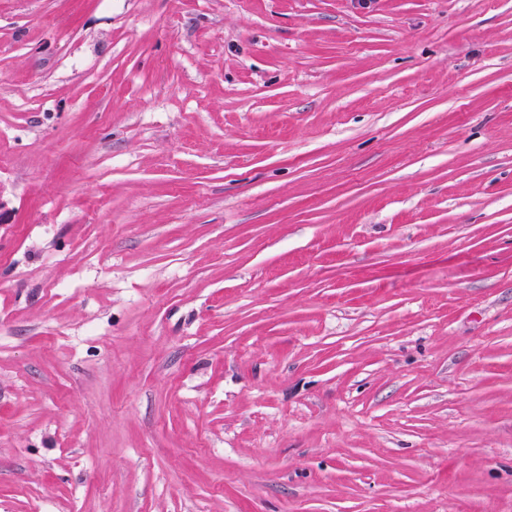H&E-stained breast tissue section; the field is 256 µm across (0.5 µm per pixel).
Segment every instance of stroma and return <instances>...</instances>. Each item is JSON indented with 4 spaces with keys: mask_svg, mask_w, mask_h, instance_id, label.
Masks as SVG:
<instances>
[{
    "mask_svg": "<svg viewBox=\"0 0 512 512\" xmlns=\"http://www.w3.org/2000/svg\"><path fill=\"white\" fill-rule=\"evenodd\" d=\"M0 512H512V0H0Z\"/></svg>",
    "mask_w": 512,
    "mask_h": 512,
    "instance_id": "1",
    "label": "stroma"
}]
</instances>
